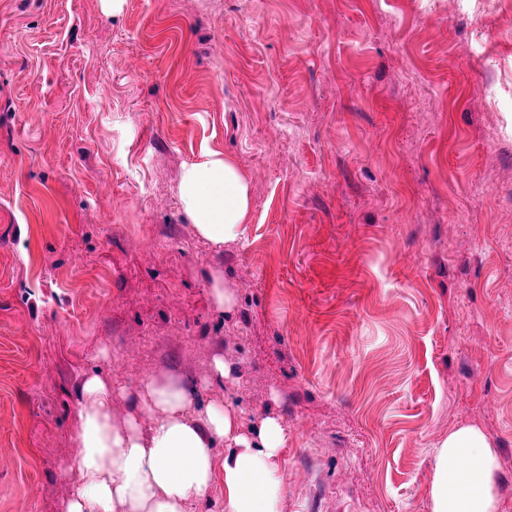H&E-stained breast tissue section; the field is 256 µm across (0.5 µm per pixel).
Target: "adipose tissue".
Returning <instances> with one entry per match:
<instances>
[{
	"mask_svg": "<svg viewBox=\"0 0 512 512\" xmlns=\"http://www.w3.org/2000/svg\"><path fill=\"white\" fill-rule=\"evenodd\" d=\"M179 197L200 236L215 245L238 239L252 209L251 188L229 159L189 165ZM134 410L112 420V390L87 377L80 390L79 452L67 473L74 493L65 512H188L206 498L215 469L224 471L223 512H281L283 477L276 464L286 442L277 418L244 430L233 403L204 400L196 382L148 380ZM150 428H142V414ZM223 442V465L214 446ZM498 453L475 426L451 430L436 449L430 512H498Z\"/></svg>",
	"mask_w": 512,
	"mask_h": 512,
	"instance_id": "1",
	"label": "adipose tissue"
}]
</instances>
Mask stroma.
<instances>
[{"instance_id":"35a3bbf8","label":"stroma","mask_w":512,"mask_h":512,"mask_svg":"<svg viewBox=\"0 0 512 512\" xmlns=\"http://www.w3.org/2000/svg\"><path fill=\"white\" fill-rule=\"evenodd\" d=\"M91 374L278 417L282 512H430L462 425L512 512V0H0V512H64ZM179 197L200 236L214 245L238 239L252 209L248 179L225 157L189 165L182 176Z\"/></svg>"}]
</instances>
